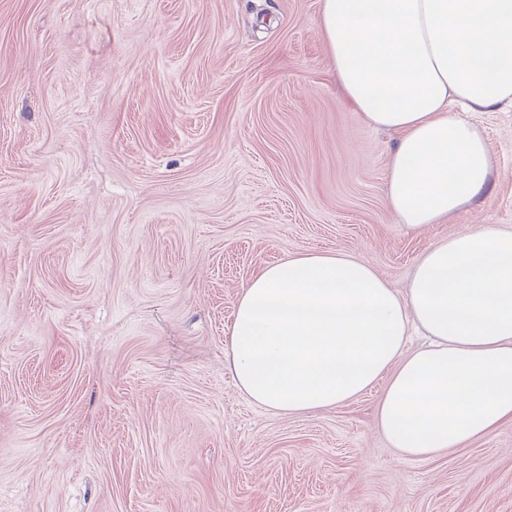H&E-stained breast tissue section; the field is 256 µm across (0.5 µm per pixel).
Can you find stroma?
<instances>
[{
  "instance_id": "1",
  "label": "stroma",
  "mask_w": 512,
  "mask_h": 512,
  "mask_svg": "<svg viewBox=\"0 0 512 512\" xmlns=\"http://www.w3.org/2000/svg\"><path fill=\"white\" fill-rule=\"evenodd\" d=\"M321 0H0V512H512V423L414 460L375 386L282 416L226 362L266 266L342 251L407 286L418 256L512 227L498 161L443 224L388 204L396 134L342 97Z\"/></svg>"
}]
</instances>
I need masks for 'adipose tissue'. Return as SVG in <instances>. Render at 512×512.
<instances>
[{
  "mask_svg": "<svg viewBox=\"0 0 512 512\" xmlns=\"http://www.w3.org/2000/svg\"><path fill=\"white\" fill-rule=\"evenodd\" d=\"M321 28L345 99L399 135L386 177L402 225L472 204L495 160L450 107H512V0H322ZM414 327L429 341L412 349ZM228 364L251 401L282 415L385 381L376 423L408 458L486 436L512 423V228L437 241L401 291L341 251L268 265L238 296Z\"/></svg>",
  "mask_w": 512,
  "mask_h": 512,
  "instance_id": "obj_1",
  "label": "adipose tissue"
}]
</instances>
